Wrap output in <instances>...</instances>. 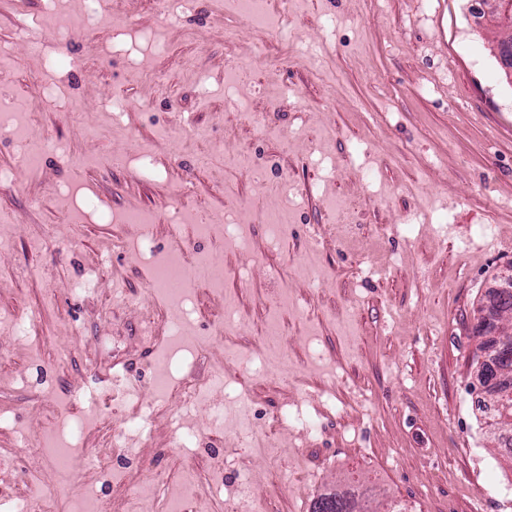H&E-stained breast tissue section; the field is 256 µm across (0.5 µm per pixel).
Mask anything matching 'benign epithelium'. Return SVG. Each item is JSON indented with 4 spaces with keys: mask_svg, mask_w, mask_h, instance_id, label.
I'll return each mask as SVG.
<instances>
[{
    "mask_svg": "<svg viewBox=\"0 0 512 512\" xmlns=\"http://www.w3.org/2000/svg\"><path fill=\"white\" fill-rule=\"evenodd\" d=\"M487 8L475 15L479 27L492 26L501 32V37L491 45V52L497 58L503 77L512 85V0H486ZM512 288V264L498 276V284L490 290L486 300L480 303L474 315L473 336L478 338L475 352V375L485 372L486 367L493 368L496 379L506 380L496 365L491 363L488 351L483 346L486 337L497 339L496 355L501 358L512 356V313L499 306L497 293ZM512 395V389L502 387L496 391L485 392L479 406L486 416L498 411L501 417L496 419V432L505 436L512 435V406L506 403Z\"/></svg>",
    "mask_w": 512,
    "mask_h": 512,
    "instance_id": "benign-epithelium-1",
    "label": "benign epithelium"
}]
</instances>
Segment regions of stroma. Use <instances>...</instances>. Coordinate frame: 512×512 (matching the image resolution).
I'll return each mask as SVG.
<instances>
[{
    "label": "stroma",
    "mask_w": 512,
    "mask_h": 512,
    "mask_svg": "<svg viewBox=\"0 0 512 512\" xmlns=\"http://www.w3.org/2000/svg\"><path fill=\"white\" fill-rule=\"evenodd\" d=\"M80 8L0 0V68L11 73L0 141L19 132L65 148L35 173L0 151V512L70 481L17 447L18 435L50 429L52 399L71 418H98L62 444L105 448L115 424L88 392L118 375L153 398L162 364L149 321L174 337V377L219 367L224 386L189 410L200 437L188 456L170 448L178 394L156 406L150 438L131 442L151 490L108 486L117 512H165L189 470L201 512H225L228 498L309 512L351 474L412 512H512V467L475 408L472 335L477 305L512 265V86L473 0H288L285 22L265 30L236 0H181L170 17L155 0H100L83 37L52 45L59 64L39 63L19 19ZM194 128L208 145L188 137ZM144 152L156 159L151 180L136 173ZM179 190L195 199L185 245L202 248L211 272L184 304L146 285L174 258ZM239 205V245L198 236ZM133 210L153 217L147 231L127 224ZM270 212L278 231L263 222ZM279 288L292 303L275 312ZM227 300L236 327L193 352ZM25 313L37 338L15 330ZM274 318L288 370L252 374ZM326 400L338 412L317 438L283 427L265 447L284 409Z\"/></svg>",
    "instance_id": "obj_1"
}]
</instances>
